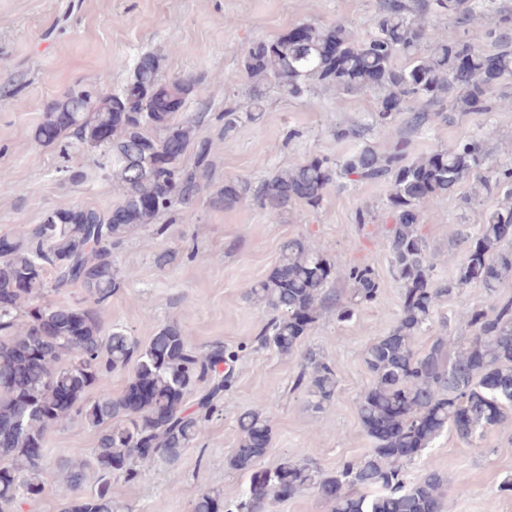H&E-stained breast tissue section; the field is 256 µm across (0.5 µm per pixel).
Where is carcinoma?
Listing matches in <instances>:
<instances>
[{
	"instance_id": "cac0c4a2",
	"label": "carcinoma",
	"mask_w": 512,
	"mask_h": 512,
	"mask_svg": "<svg viewBox=\"0 0 512 512\" xmlns=\"http://www.w3.org/2000/svg\"><path fill=\"white\" fill-rule=\"evenodd\" d=\"M493 0H380L371 31L358 37L352 27L302 24L289 33L252 42L241 60L251 83L250 104L224 107L217 116L226 136L265 111L270 88L298 98L319 86L343 96L377 94L371 127H387L409 114L418 130L445 119L449 104L458 112H489L488 88L512 76V47L500 17L488 29L501 43L487 54L461 33L429 24L434 16L452 17L459 26L476 11L490 12ZM196 78L165 79L160 58L142 54L122 89L100 87L96 98L81 84L54 102L36 133L45 146L69 151L78 144L96 147L97 166L112 180L119 199L109 211L61 204L41 223L0 239V504L39 495L45 464L33 449L46 431L75 417L101 429L91 461L63 460L56 475L72 492L62 512H118L114 483L145 476L158 461L174 464L183 450L205 436L206 423L224 395L229 375L220 371L237 354L216 342L205 353L190 347L181 329L166 325L141 345L122 329L103 327L100 309L123 287L129 275L115 265L113 250L135 231L153 226L177 206L191 205L206 187L211 143L196 137L207 113L183 115L195 95ZM362 124H336L337 141L360 140ZM194 163L183 164L188 151ZM387 181L386 209L393 220L388 242L391 267L403 285L401 317L387 335L368 344L363 361L372 385L358 400L362 425L373 448L353 464L325 473L311 463L285 460L273 472H257L248 489L227 494L222 487L198 495L194 512H263L269 498L312 487L332 502L333 512H441L444 479L426 469L414 481L405 464L450 428L465 438L512 416V296L498 293L512 278V168L491 171L477 139L453 142L420 158H409L401 140L385 152L367 143L344 156L315 154L305 161L267 173L257 184L229 180L212 189L208 203L231 207L250 202L276 224L289 206L318 210L338 180ZM472 181L466 204L487 198L499 202L475 228H463L465 261L450 283L433 277L434 263L420 232L424 208ZM53 288H85L80 308L39 302L47 273ZM342 282L347 291L329 289ZM477 284L490 305L473 308L467 323L473 336L450 349L448 337L416 348L417 336L433 318L442 297ZM375 270L361 263L338 266L303 238L283 243L277 265L253 284L247 298L265 304L273 316L257 336L260 346L292 354L314 329L325 304L336 319L351 320L358 309L377 301ZM295 379L317 398L330 402L336 390L332 365L313 353ZM133 368L131 390L116 398L85 400V394L112 372ZM195 394L196 410L175 405V395ZM240 438L232 466L250 471L266 454L270 420L263 408L238 418ZM96 488L79 490L88 468Z\"/></svg>"
}]
</instances>
